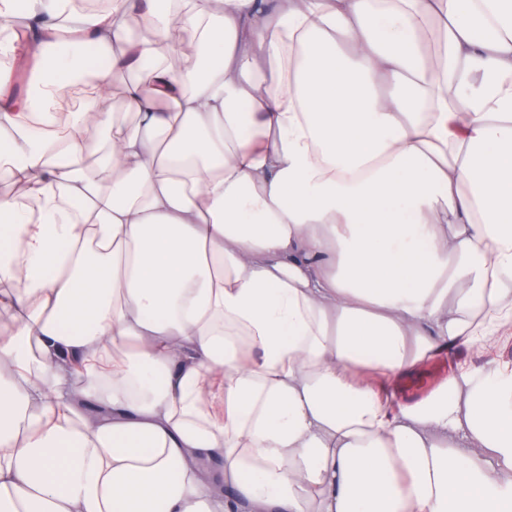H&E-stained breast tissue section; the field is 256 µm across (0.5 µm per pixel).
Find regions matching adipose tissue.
<instances>
[{
  "instance_id": "adipose-tissue-1",
  "label": "adipose tissue",
  "mask_w": 512,
  "mask_h": 512,
  "mask_svg": "<svg viewBox=\"0 0 512 512\" xmlns=\"http://www.w3.org/2000/svg\"><path fill=\"white\" fill-rule=\"evenodd\" d=\"M73 2L0 41V512H512V0ZM84 94H77V98L73 101L75 108L84 107L87 104H93L98 110L103 112H125L122 105V97L120 89L115 85L112 88V94L108 98L94 99L91 98L90 91L86 90ZM469 356L460 347L453 348L448 355L428 361L419 376L404 380L401 385V397L406 401L423 397L436 383L448 376V369L455 366L460 356Z\"/></svg>"
}]
</instances>
